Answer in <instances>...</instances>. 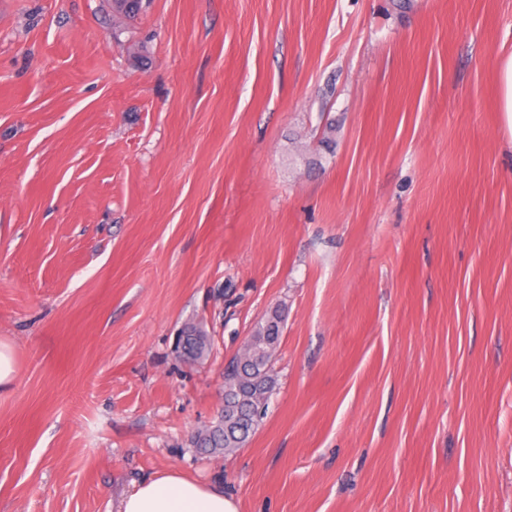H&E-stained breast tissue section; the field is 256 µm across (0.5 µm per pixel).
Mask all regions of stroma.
<instances>
[{
	"label": "stroma",
	"instance_id": "35a3bbf8",
	"mask_svg": "<svg viewBox=\"0 0 512 512\" xmlns=\"http://www.w3.org/2000/svg\"><path fill=\"white\" fill-rule=\"evenodd\" d=\"M0 0V512H512V0ZM248 444L191 445L273 308ZM213 350L189 365L179 331ZM504 49L497 61L499 109L503 112L509 133L512 134V48L510 51ZM210 352L211 337L201 324H188L182 328L176 345V353L182 361L199 363L207 359ZM15 378V362L12 347L0 342V393L13 385ZM118 512H238V505L223 489L170 471L136 485Z\"/></svg>",
	"mask_w": 512,
	"mask_h": 512
}]
</instances>
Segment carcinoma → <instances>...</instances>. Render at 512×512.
<instances>
[{
    "label": "carcinoma",
    "instance_id": "1",
    "mask_svg": "<svg viewBox=\"0 0 512 512\" xmlns=\"http://www.w3.org/2000/svg\"><path fill=\"white\" fill-rule=\"evenodd\" d=\"M113 10L131 20L141 10V0H112ZM284 318L279 309L271 310L258 324L250 348L242 359L227 368L223 413L194 437V446L204 455L230 454L244 447L261 423L275 388L271 352L280 343ZM210 336L200 324L184 326L178 336L176 353L189 364L207 359Z\"/></svg>",
    "mask_w": 512,
    "mask_h": 512
}]
</instances>
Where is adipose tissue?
<instances>
[{"instance_id":"adipose-tissue-1","label":"adipose tissue","mask_w":512,"mask_h":512,"mask_svg":"<svg viewBox=\"0 0 512 512\" xmlns=\"http://www.w3.org/2000/svg\"><path fill=\"white\" fill-rule=\"evenodd\" d=\"M118 512H238V505L223 489L170 471L136 485Z\"/></svg>"}]
</instances>
